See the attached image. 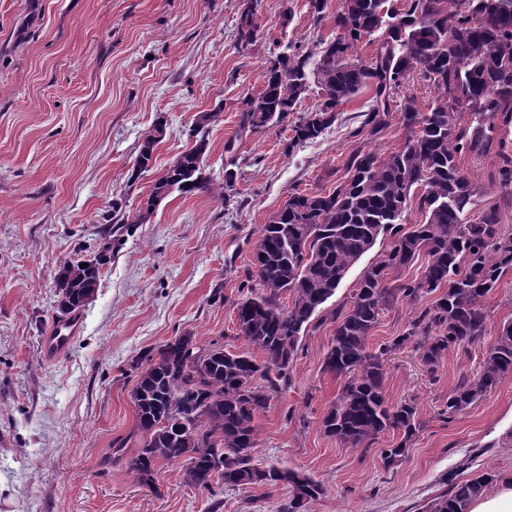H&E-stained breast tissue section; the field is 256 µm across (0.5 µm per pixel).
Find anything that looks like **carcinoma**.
<instances>
[{
	"mask_svg": "<svg viewBox=\"0 0 512 512\" xmlns=\"http://www.w3.org/2000/svg\"><path fill=\"white\" fill-rule=\"evenodd\" d=\"M334 23L338 34L318 40L315 51L297 47L269 60L261 92L241 102V127L262 131L290 127L285 151L318 139L341 107L372 91L362 125L352 135L375 136L399 113L404 130L397 151L387 155L356 150L346 162L347 180L328 193L292 192L272 220L262 225L246 281L257 282L235 303L239 335L248 345L231 351L213 343L201 348L187 332L132 365L131 399L137 410V454L128 473L154 486L155 465L184 461L183 480L195 488L282 485L290 498L284 512H310L325 494L311 477L287 467L254 462L256 417L273 394L292 382L301 336L336 292L349 270L381 236L389 244L368 266L345 305L334 313L336 327L324 369L344 379L321 429L348 448H368L386 432L401 440L384 449L392 466L421 427L415 405L389 404L383 390L388 356L415 340L422 363L435 372L453 349H466L487 333L486 295L512 271V234L502 232L497 202L478 204L484 191L461 165L467 154L496 151L495 182L512 196V0H341ZM254 7L239 18V39L252 43ZM381 33L375 55L352 54L363 37ZM421 69L437 89L427 111L397 90ZM317 94L307 108L303 101ZM163 121L147 131L131 179L152 169ZM153 183L133 224L151 216L155 202L176 189L215 194L231 202L236 172L224 170L216 185L198 169L207 153L205 127ZM422 220L403 227L411 208ZM428 256L422 275L402 280L395 272ZM63 262L56 277L57 312L79 313L99 285L100 266ZM435 294L434 300L425 298ZM291 304H282L283 295ZM404 301L417 308L408 330L375 352L368 340L381 314ZM263 354L257 360L250 351ZM512 374V320L504 322L487 350L479 374L463 377L441 415H452ZM494 481L489 472L463 481L452 476L448 490L431 499L435 512H469L471 501Z\"/></svg>",
	"mask_w": 512,
	"mask_h": 512,
	"instance_id": "cac0c4a2",
	"label": "carcinoma"
}]
</instances>
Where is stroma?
Here are the masks:
<instances>
[{
	"label": "stroma",
	"instance_id": "35a3bbf8",
	"mask_svg": "<svg viewBox=\"0 0 512 512\" xmlns=\"http://www.w3.org/2000/svg\"><path fill=\"white\" fill-rule=\"evenodd\" d=\"M339 4L328 0L317 24L308 0H0V512H208L210 493L184 483L182 462L158 464L151 488L110 462L137 421L130 362L187 332L201 347L244 349L234 304L247 293L262 224L292 191L334 190L353 150L386 154L402 142L396 120L377 138L354 137L368 90L289 154V127L239 129V103L262 90L268 59L334 38ZM250 5L258 33L245 46L237 21ZM213 110L204 172L220 183L233 166V203L175 191L148 223H133L154 180L192 145L198 116ZM160 119L154 165L131 179L142 137ZM387 245L378 239L349 270L303 337L291 385L257 419L255 462L321 483L312 512H422L448 474L512 475V375L452 418L439 416L512 319V271L483 301V342L449 351L433 374L414 343L391 354L386 397L415 404L422 422L401 462L383 463L399 434L364 449L321 430L344 384L322 366L333 314ZM102 252L80 331L48 360L57 267ZM414 316L402 302L386 310L370 349L402 336ZM223 498L222 512H279L288 490L228 489Z\"/></svg>",
	"mask_w": 512,
	"mask_h": 512
}]
</instances>
